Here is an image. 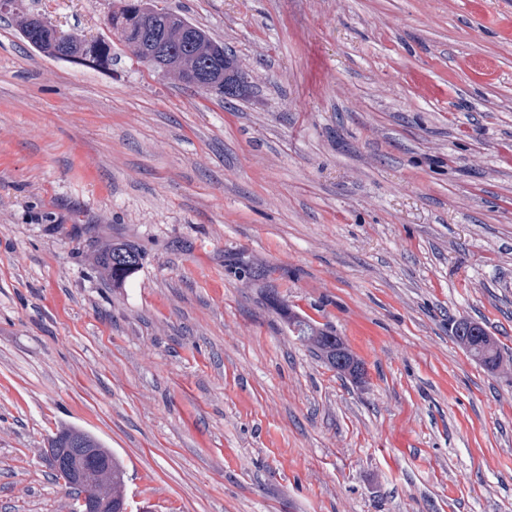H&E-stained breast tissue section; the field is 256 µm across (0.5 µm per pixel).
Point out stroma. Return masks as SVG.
<instances>
[{"label": "stroma", "instance_id": "stroma-1", "mask_svg": "<svg viewBox=\"0 0 512 512\" xmlns=\"http://www.w3.org/2000/svg\"><path fill=\"white\" fill-rule=\"evenodd\" d=\"M27 2L86 39L113 4ZM163 3L244 94L117 42L49 58L0 16V512H69L43 453L68 425L128 512H512V0ZM113 240L141 255L117 288ZM140 259L138 250L131 245L102 244L97 249V273L112 286L119 285L138 268ZM288 326L298 340L308 345L326 360L331 357L330 354L328 356L327 347L330 346L336 349V336L317 328L311 320L305 317L298 314H289ZM329 336L333 338V342H329ZM473 325L472 329L477 331V334L470 333L469 346L466 350L468 355L481 366L487 370H495L500 364V352L498 350V343L493 336L484 329L482 325L468 319H460L454 322L452 327V335L455 340L458 336V330L465 326ZM458 342V341H457ZM64 443H68L69 446L77 451L84 448H103L112 454L108 448H104L102 442L95 435L77 428L68 429L59 434L56 445Z\"/></svg>", "mask_w": 512, "mask_h": 512}]
</instances>
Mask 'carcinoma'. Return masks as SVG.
Instances as JSON below:
<instances>
[{"mask_svg": "<svg viewBox=\"0 0 512 512\" xmlns=\"http://www.w3.org/2000/svg\"><path fill=\"white\" fill-rule=\"evenodd\" d=\"M7 6L0 11L10 15L18 26V33L25 43L39 53L67 60L71 56L83 57L81 63L103 66L112 63V42L103 38L87 40L66 33L47 23L36 24L38 14L30 10L25 0H6ZM104 27L117 35L129 49L137 45L156 48L161 52L159 60L166 74L174 76L188 86H197L202 79L215 89L219 96L224 93V45L213 40L203 28L187 25L180 14L169 8L157 13L150 0H118V5L103 18ZM140 263V254L128 244L106 243L99 246L96 269L101 279L112 285L123 282ZM473 326L476 333L470 335L468 355L485 369L499 367L500 352L496 339L482 325L468 319L454 322L452 335L458 330ZM290 331L311 349L328 357L327 347H336L328 340L329 333L316 327L313 322L298 314L288 315ZM58 443H67L73 449L101 448L102 442L93 434L72 428L59 434ZM124 468L117 457H112V474L105 477L102 494L112 498V512H126L124 494Z\"/></svg>", "mask_w": 512, "mask_h": 512, "instance_id": "obj_1", "label": "carcinoma"}]
</instances>
